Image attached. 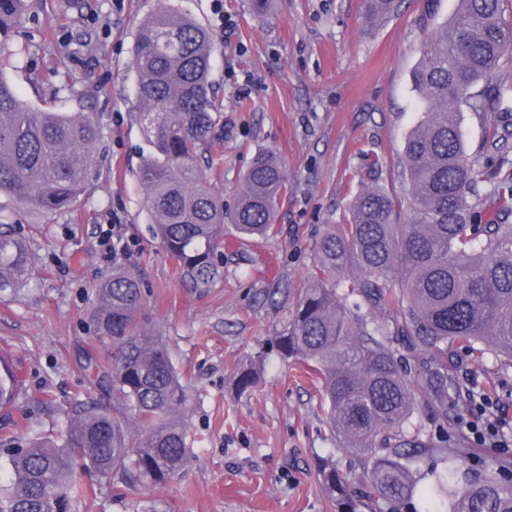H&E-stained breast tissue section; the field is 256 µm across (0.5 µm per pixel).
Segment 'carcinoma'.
<instances>
[{
    "label": "carcinoma",
    "mask_w": 512,
    "mask_h": 512,
    "mask_svg": "<svg viewBox=\"0 0 512 512\" xmlns=\"http://www.w3.org/2000/svg\"><path fill=\"white\" fill-rule=\"evenodd\" d=\"M367 18L393 15L398 0H364ZM32 0H0V59ZM502 0H457L452 19L428 36L412 77L423 121L406 138L402 162L411 185L407 205L368 186L347 223L321 237L315 283L302 288L288 328L277 337L283 358L312 373L338 447L361 472L328 462L318 482L335 512H364L382 501L389 512H512V458L500 457L471 477L463 461L478 448L448 427V393L457 388L463 345L472 361L512 363V207L473 222L480 174L465 162L457 105L512 52V24ZM213 44L191 17L162 12L136 31L139 121L149 151L137 177L145 189L150 230L194 288L224 275L217 261L224 223L243 238L275 232L287 185L277 153L254 156L229 212L199 158L220 122L211 91ZM512 86H492L477 103L494 107ZM100 131L88 115L45 112L23 100L0 75V195L47 213L80 202ZM406 218H401L402 212ZM32 271L30 244L0 224V299L21 291ZM96 335L112 343V363L84 354L82 369L99 398L74 399L64 425L26 424L0 434L8 484L0 512H81L88 488L81 472L109 483L157 487L192 462L189 384L163 342L139 327L143 292L119 270L96 290ZM357 296L366 307L350 314ZM397 314L379 320L388 307ZM403 340L405 353L393 342ZM434 433L413 423L416 393ZM18 398L10 362L0 354V411Z\"/></svg>",
    "instance_id": "obj_1"
}]
</instances>
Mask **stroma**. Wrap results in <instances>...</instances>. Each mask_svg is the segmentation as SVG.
<instances>
[{
    "label": "stroma",
    "instance_id": "obj_1",
    "mask_svg": "<svg viewBox=\"0 0 512 512\" xmlns=\"http://www.w3.org/2000/svg\"><path fill=\"white\" fill-rule=\"evenodd\" d=\"M222 2L223 19L213 5ZM175 9L211 34V85L224 106L203 166L232 208L240 177L258 152L274 150L288 180L277 233L243 239L224 227V277L191 287L149 231L136 172L145 146L136 114L135 34L152 14ZM454 11V0H401L396 16L370 25L364 0H36L12 37L4 75L32 106L89 112L102 128L86 202L45 213L0 197V219L16 224L34 253L21 294L0 301V351L10 352L21 394L12 418L48 430L74 398L93 396L77 359L112 358L95 339L89 312L95 289L112 272L137 275L147 298L140 326L161 336L191 386L193 462L179 480L149 490L117 489L87 474L84 512H333L317 469L336 459L356 467L328 425L318 383L301 364L283 361L274 342L288 327L298 291L317 265V243L344 221L349 202L378 186L398 199L410 186L400 157L421 112L411 73L428 35ZM231 23L220 31L219 22ZM467 164L481 173L484 223L498 207L488 193L512 174V153L491 146L501 115L460 104ZM125 225L131 254L103 256L101 231ZM259 381L238 393L243 367ZM468 379L505 403L512 418V367L463 362Z\"/></svg>",
    "mask_w": 512,
    "mask_h": 512
}]
</instances>
